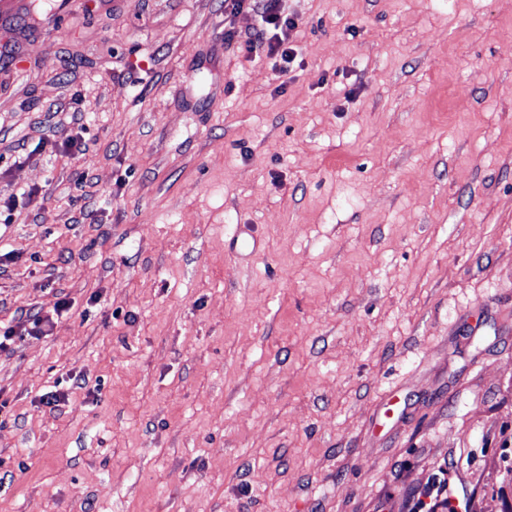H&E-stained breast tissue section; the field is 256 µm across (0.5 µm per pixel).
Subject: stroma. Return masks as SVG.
Listing matches in <instances>:
<instances>
[{
  "label": "stroma",
  "mask_w": 512,
  "mask_h": 512,
  "mask_svg": "<svg viewBox=\"0 0 512 512\" xmlns=\"http://www.w3.org/2000/svg\"><path fill=\"white\" fill-rule=\"evenodd\" d=\"M16 2L0 512H512V0ZM286 0H224V12H241L253 15L255 24L245 37L224 30V44L234 41L237 48L248 54L263 55L272 68L287 73L291 71L297 59L291 35L299 25L296 14L285 8ZM454 465L445 459L407 501V512H470L468 501L452 485Z\"/></svg>",
  "instance_id": "stroma-1"
}]
</instances>
